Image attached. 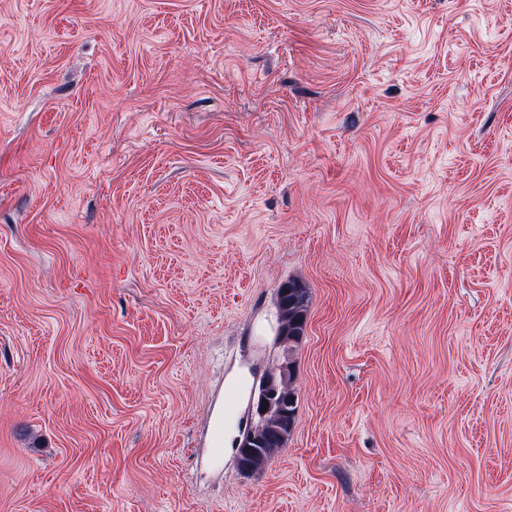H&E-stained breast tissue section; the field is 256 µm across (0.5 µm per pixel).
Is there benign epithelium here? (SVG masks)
<instances>
[{
  "label": "benign epithelium",
  "instance_id": "7a95c632",
  "mask_svg": "<svg viewBox=\"0 0 512 512\" xmlns=\"http://www.w3.org/2000/svg\"><path fill=\"white\" fill-rule=\"evenodd\" d=\"M288 380V364L264 375L257 392L251 394L249 412L258 419V424L249 428L239 439L236 448V462L243 472L251 471L248 460L258 452L262 445V423L273 413L288 414V399L280 395V387ZM267 403L266 410H261L262 403Z\"/></svg>",
  "mask_w": 512,
  "mask_h": 512
}]
</instances>
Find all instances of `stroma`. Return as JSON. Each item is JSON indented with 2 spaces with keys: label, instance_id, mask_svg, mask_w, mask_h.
<instances>
[{
  "label": "stroma",
  "instance_id": "1",
  "mask_svg": "<svg viewBox=\"0 0 512 512\" xmlns=\"http://www.w3.org/2000/svg\"><path fill=\"white\" fill-rule=\"evenodd\" d=\"M0 512H512V0H0ZM285 286L288 288H283ZM283 290H285V295L280 299L278 309L280 321L279 330L284 326H288V331H281L280 334L284 336L278 337L281 343L288 341V336L293 337L294 340L288 342V348L286 349L288 351V363H284L279 368L265 374L260 383L258 392L251 394L249 412L251 417L258 419V424L244 432L242 438L238 441L236 462L242 472L251 471L248 460L258 452V447L262 445V423L273 413L283 416L288 415V400L295 401V389L292 384L293 379L290 378L288 380V364L294 369L291 355L304 333L306 312L309 305V289L306 288L302 282L290 279L278 288V299ZM287 380L288 387L285 390V395L288 396V399L280 395V387L283 386ZM262 402H267L268 404L266 411H261ZM294 422L295 417L288 415V418H282L280 423L277 419L269 418L263 424V430L268 435L261 453L252 461L254 474L260 473L269 458L278 448L282 447ZM282 434H285V436Z\"/></svg>",
  "mask_w": 512,
  "mask_h": 512
}]
</instances>
